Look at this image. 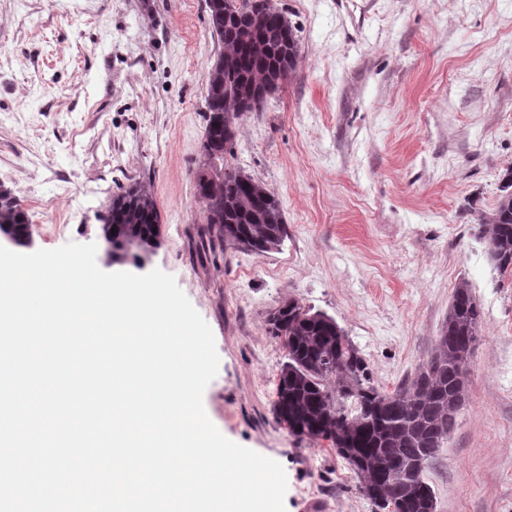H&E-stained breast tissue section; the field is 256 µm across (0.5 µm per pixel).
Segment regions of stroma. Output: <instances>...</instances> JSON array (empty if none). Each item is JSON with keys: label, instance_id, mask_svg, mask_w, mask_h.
Here are the masks:
<instances>
[{"label": "stroma", "instance_id": "35a3bbf8", "mask_svg": "<svg viewBox=\"0 0 512 512\" xmlns=\"http://www.w3.org/2000/svg\"><path fill=\"white\" fill-rule=\"evenodd\" d=\"M276 2L297 67L237 120L231 163L280 199L279 250L210 241L196 173L219 46L205 0H0V186L37 250L103 244L113 197L153 194L145 268L173 275L211 327L206 413L283 466L286 512L376 508L334 449L278 423L270 312L292 299L334 318L390 392L433 355L468 283L480 338L426 480L436 512H512V272L479 234L512 166V0Z\"/></svg>", "mask_w": 512, "mask_h": 512}]
</instances>
